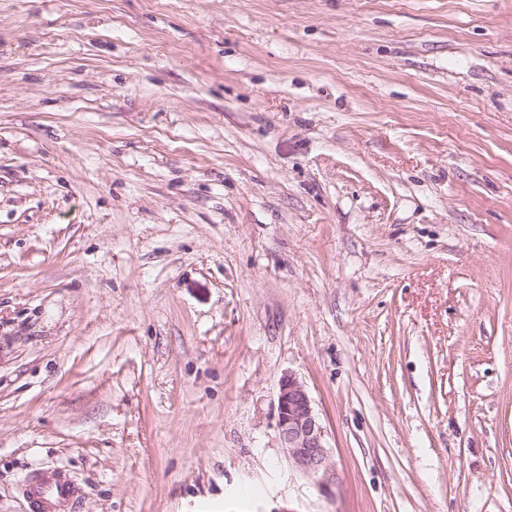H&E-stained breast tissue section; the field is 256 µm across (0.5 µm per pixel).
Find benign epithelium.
I'll return each instance as SVG.
<instances>
[{
  "label": "benign epithelium",
  "mask_w": 512,
  "mask_h": 512,
  "mask_svg": "<svg viewBox=\"0 0 512 512\" xmlns=\"http://www.w3.org/2000/svg\"><path fill=\"white\" fill-rule=\"evenodd\" d=\"M277 430L281 447L298 470L314 477L330 474L325 429L306 385L292 373L279 381Z\"/></svg>",
  "instance_id": "1"
}]
</instances>
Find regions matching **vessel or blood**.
I'll return each instance as SVG.
<instances>
[{
  "label": "vessel or blood",
  "mask_w": 512,
  "mask_h": 512,
  "mask_svg": "<svg viewBox=\"0 0 512 512\" xmlns=\"http://www.w3.org/2000/svg\"><path fill=\"white\" fill-rule=\"evenodd\" d=\"M21 493L30 512H76L82 487L66 473L40 468L29 472Z\"/></svg>",
  "instance_id": "1"
}]
</instances>
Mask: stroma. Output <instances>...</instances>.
<instances>
[{
	"instance_id": "stroma-1",
	"label": "stroma",
	"mask_w": 512,
	"mask_h": 512,
	"mask_svg": "<svg viewBox=\"0 0 512 512\" xmlns=\"http://www.w3.org/2000/svg\"><path fill=\"white\" fill-rule=\"evenodd\" d=\"M35 467L78 512H512V0H0V512ZM277 430L281 448L298 470L314 477L330 474L325 429L306 385L292 373L279 381Z\"/></svg>"
}]
</instances>
